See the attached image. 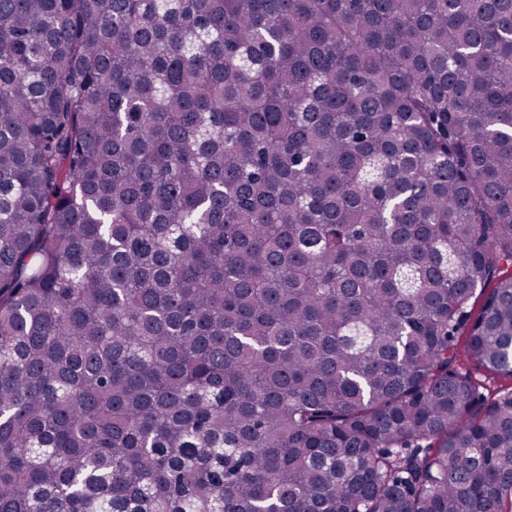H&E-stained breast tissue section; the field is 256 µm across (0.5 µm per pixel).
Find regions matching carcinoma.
Returning a JSON list of instances; mask_svg holds the SVG:
<instances>
[{
    "instance_id": "cac0c4a2",
    "label": "carcinoma",
    "mask_w": 512,
    "mask_h": 512,
    "mask_svg": "<svg viewBox=\"0 0 512 512\" xmlns=\"http://www.w3.org/2000/svg\"><path fill=\"white\" fill-rule=\"evenodd\" d=\"M471 364L512 0H0V512H512Z\"/></svg>"
}]
</instances>
